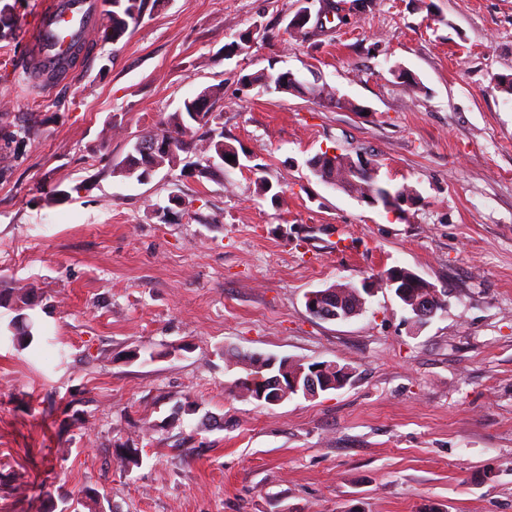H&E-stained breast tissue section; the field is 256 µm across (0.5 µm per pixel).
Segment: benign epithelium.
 Returning <instances> with one entry per match:
<instances>
[{
  "instance_id": "7a95c632",
  "label": "benign epithelium",
  "mask_w": 512,
  "mask_h": 512,
  "mask_svg": "<svg viewBox=\"0 0 512 512\" xmlns=\"http://www.w3.org/2000/svg\"><path fill=\"white\" fill-rule=\"evenodd\" d=\"M297 20L309 31L315 32L325 23V17L331 14L332 5L328 0H304ZM319 4L317 10L312 5ZM380 279L393 291L404 308L413 315V320L424 325L436 315L432 298L447 294V290L424 279L419 274L399 266L383 271ZM371 293L368 284L350 294L333 289L310 291L305 296V305L310 315L323 321L345 322L359 315L365 306L364 295ZM267 377L259 379L254 399L268 405H278L293 395L313 398L321 392L338 390L349 384L353 371L349 366L334 362H319L304 365L288 358L274 356L262 363Z\"/></svg>"
}]
</instances>
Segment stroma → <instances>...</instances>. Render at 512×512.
I'll return each mask as SVG.
<instances>
[{"label": "stroma", "mask_w": 512, "mask_h": 512, "mask_svg": "<svg viewBox=\"0 0 512 512\" xmlns=\"http://www.w3.org/2000/svg\"><path fill=\"white\" fill-rule=\"evenodd\" d=\"M40 2L0 0V128L32 131L0 150V512L88 487L112 512H512V0H340L346 23L307 41L286 31L299 0H160L55 82L25 67ZM271 66L334 99L241 83ZM218 84L238 168L119 175L142 129ZM328 150L417 203L326 185L308 162ZM393 266L447 289L425 326L380 281ZM365 281L359 316L308 313V292ZM239 353L353 377L268 406L234 392Z\"/></svg>", "instance_id": "obj_1"}]
</instances>
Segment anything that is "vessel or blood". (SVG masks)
<instances>
[{"instance_id":"1","label":"vessel or blood","mask_w":512,"mask_h":512,"mask_svg":"<svg viewBox=\"0 0 512 512\" xmlns=\"http://www.w3.org/2000/svg\"><path fill=\"white\" fill-rule=\"evenodd\" d=\"M100 23L97 0H43L30 31L29 67L41 73L66 67L72 45L90 43Z\"/></svg>"}]
</instances>
